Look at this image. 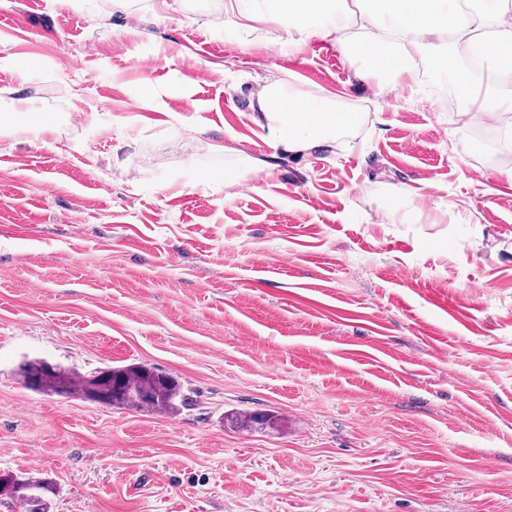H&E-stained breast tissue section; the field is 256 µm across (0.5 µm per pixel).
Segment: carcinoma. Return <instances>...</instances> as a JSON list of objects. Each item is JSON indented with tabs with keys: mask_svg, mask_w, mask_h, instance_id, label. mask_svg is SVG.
Listing matches in <instances>:
<instances>
[{
	"mask_svg": "<svg viewBox=\"0 0 512 512\" xmlns=\"http://www.w3.org/2000/svg\"><path fill=\"white\" fill-rule=\"evenodd\" d=\"M24 385L35 392L59 397L78 396L84 400L116 408L147 410L176 415L194 405L190 390L166 373L144 363L105 366L83 373L43 359L21 363ZM249 427H273V413H247L238 417ZM55 490L53 481L31 473L0 472V501L7 500L19 512H45V495Z\"/></svg>",
	"mask_w": 512,
	"mask_h": 512,
	"instance_id": "1",
	"label": "carcinoma"
}]
</instances>
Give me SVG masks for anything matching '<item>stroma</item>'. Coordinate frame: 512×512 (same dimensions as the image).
Returning <instances> with one entry per match:
<instances>
[{"mask_svg": "<svg viewBox=\"0 0 512 512\" xmlns=\"http://www.w3.org/2000/svg\"><path fill=\"white\" fill-rule=\"evenodd\" d=\"M167 2L0 0V470L52 478L49 512H512L496 127L428 64L382 100L334 37ZM269 79L356 124L281 154ZM27 358L143 362L195 404L38 394Z\"/></svg>", "mask_w": 512, "mask_h": 512, "instance_id": "1", "label": "stroma"}]
</instances>
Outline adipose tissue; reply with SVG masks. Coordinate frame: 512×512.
I'll list each match as a JSON object with an SVG mask.
<instances>
[{
  "label": "adipose tissue",
  "instance_id": "ef3b65f1",
  "mask_svg": "<svg viewBox=\"0 0 512 512\" xmlns=\"http://www.w3.org/2000/svg\"><path fill=\"white\" fill-rule=\"evenodd\" d=\"M264 0H228L238 17L284 27L289 51H299L312 39L335 36L339 47L354 46L365 61L358 79L372 75L377 97L409 87L421 60L445 70L449 91L468 101V122H492L504 127L503 149H512V10L507 0H372L351 24L333 20L334 0H288L279 10H263ZM468 45L484 65L493 66L500 80L483 85L468 70L447 62L434 48L441 35ZM261 127L276 146L303 153L328 146L337 133L355 122L354 114L337 111L319 96L287 94L284 84H266L258 97Z\"/></svg>",
  "mask_w": 512,
  "mask_h": 512
}]
</instances>
